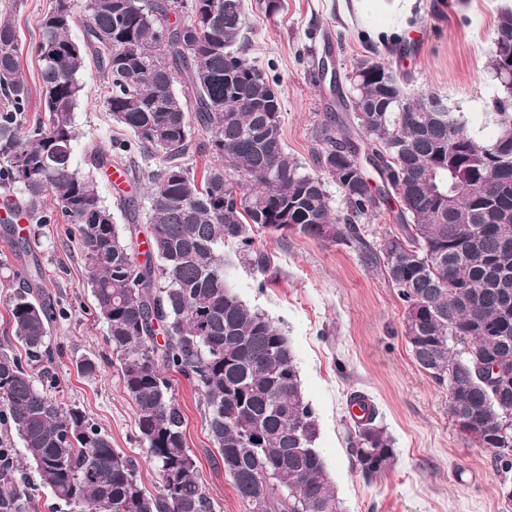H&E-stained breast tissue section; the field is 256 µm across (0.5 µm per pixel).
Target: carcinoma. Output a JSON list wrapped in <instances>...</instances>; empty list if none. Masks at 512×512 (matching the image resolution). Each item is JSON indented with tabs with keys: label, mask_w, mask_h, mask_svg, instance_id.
I'll return each instance as SVG.
<instances>
[{
	"label": "carcinoma",
	"mask_w": 512,
	"mask_h": 512,
	"mask_svg": "<svg viewBox=\"0 0 512 512\" xmlns=\"http://www.w3.org/2000/svg\"><path fill=\"white\" fill-rule=\"evenodd\" d=\"M244 25L243 0H55L32 45L42 108L30 122L16 29L0 21V185L18 191L16 204L33 214L52 196L70 224L139 439L160 476L147 490L137 461L54 395L50 333L60 311L38 283L34 248L18 238L10 247L29 264L8 312L23 352L0 346V512H57L59 503L70 512H212L163 366L199 393L244 512H255L257 499L262 512H339L287 338L227 286L224 246L235 245L262 273L270 260L254 244L263 231L364 250L358 222L390 199L399 202L397 233L374 261L405 306L414 361L448 387V406L469 419L467 436L488 445L503 474L512 472V89L500 88L490 113L495 133L484 140L465 113L446 111L437 97L403 101L396 73L359 59L346 76L352 93L334 85L346 118L320 126L318 172L306 173L284 151L280 112L268 110L281 97L245 57ZM76 26L80 40L71 34ZM502 42L512 44L511 9L499 13L489 50L497 81ZM89 58L107 77L108 112L134 136L112 143L110 154L89 147L90 162L124 166L141 150L161 155L158 168L137 173L152 184L144 252L129 203L122 202V229L96 180L73 166L78 75ZM192 113L216 158L200 179L184 161L193 150ZM330 181L342 195L341 215L330 205ZM325 226L334 227L328 238ZM486 354L507 368L498 382ZM349 403L363 411L354 417L358 464L379 474L394 458L392 441L370 399ZM16 438L37 483L18 474Z\"/></svg>",
	"instance_id": "1"
}]
</instances>
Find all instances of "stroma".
<instances>
[{
	"mask_svg": "<svg viewBox=\"0 0 512 512\" xmlns=\"http://www.w3.org/2000/svg\"><path fill=\"white\" fill-rule=\"evenodd\" d=\"M249 62L277 80L282 101L281 140L305 171H313L320 144L318 127L331 115L329 90L314 77V62L332 56L339 73L354 60L370 57L401 71L408 95H435L449 111L463 112L491 135L484 117L498 86L487 68L488 50L501 8L512 0H413L395 21L396 32L376 43L358 20L347 18L338 0H281L275 14L245 0ZM53 0H0V16L16 27L21 71L37 88L39 66L31 44ZM80 78L84 91L73 113L77 134L75 166L93 173L104 203L117 224H126L120 197L147 212L142 183L113 189L103 171H92L89 146L110 147L130 139L104 103V82L94 64ZM43 268L42 286L60 306L51 336L59 347L56 396L79 406L109 435L112 445L134 457L147 489L159 476L136 427V414L120 381L118 361L78 259V244L52 202H44L26 227ZM258 250L271 266L258 272L241 261L234 246L224 248L227 284L250 307L264 312L288 339L307 400L319 423L320 449L342 512H512L499 492L502 480L492 454L458 431L448 413V389L415 363L404 335V306L379 268L358 249L294 232L259 233ZM85 358L94 375L78 373ZM171 392L185 419L186 446L213 512H243L232 483L219 463L203 409L191 384L169 373ZM368 396L377 423L393 441L392 465L367 477L352 453L347 402Z\"/></svg>",
	"mask_w": 512,
	"mask_h": 512,
	"instance_id": "stroma-1",
	"label": "stroma"
}]
</instances>
